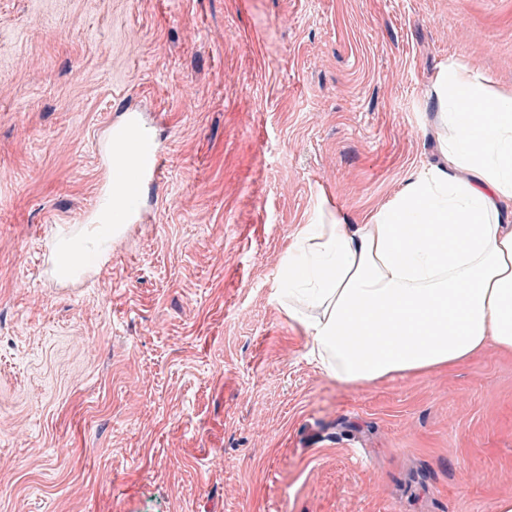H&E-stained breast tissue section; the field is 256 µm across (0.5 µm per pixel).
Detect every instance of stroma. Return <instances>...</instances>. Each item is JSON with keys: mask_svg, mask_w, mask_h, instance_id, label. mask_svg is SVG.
Segmentation results:
<instances>
[{"mask_svg": "<svg viewBox=\"0 0 512 512\" xmlns=\"http://www.w3.org/2000/svg\"><path fill=\"white\" fill-rule=\"evenodd\" d=\"M512 91V0H0V512H493L512 353L364 385L279 299L318 203L440 161L446 63ZM131 104L146 220L62 281Z\"/></svg>", "mask_w": 512, "mask_h": 512, "instance_id": "stroma-1", "label": "stroma"}]
</instances>
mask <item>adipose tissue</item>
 Here are the masks:
<instances>
[{"mask_svg": "<svg viewBox=\"0 0 512 512\" xmlns=\"http://www.w3.org/2000/svg\"><path fill=\"white\" fill-rule=\"evenodd\" d=\"M441 160L361 224L318 208L288 264V317L348 384L512 352V92L447 64L428 92ZM121 224L58 239L53 272H88Z\"/></svg>", "mask_w": 512, "mask_h": 512, "instance_id": "1", "label": "adipose tissue"}]
</instances>
